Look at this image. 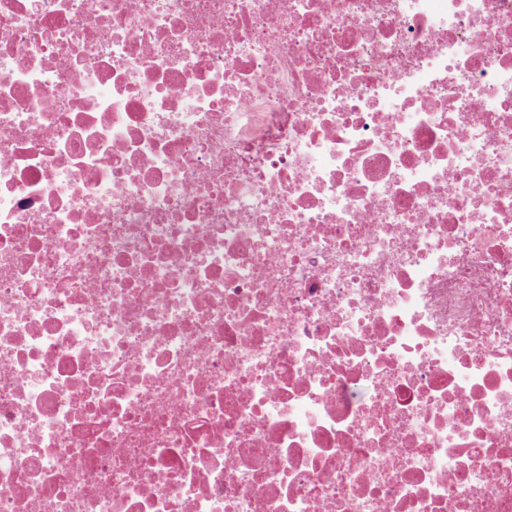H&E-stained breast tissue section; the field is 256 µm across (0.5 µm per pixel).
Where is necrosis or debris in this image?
Wrapping results in <instances>:
<instances>
[{
    "mask_svg": "<svg viewBox=\"0 0 512 512\" xmlns=\"http://www.w3.org/2000/svg\"><path fill=\"white\" fill-rule=\"evenodd\" d=\"M0 512H512V0H0Z\"/></svg>",
    "mask_w": 512,
    "mask_h": 512,
    "instance_id": "necrosis-or-debris-1",
    "label": "necrosis or debris"
}]
</instances>
